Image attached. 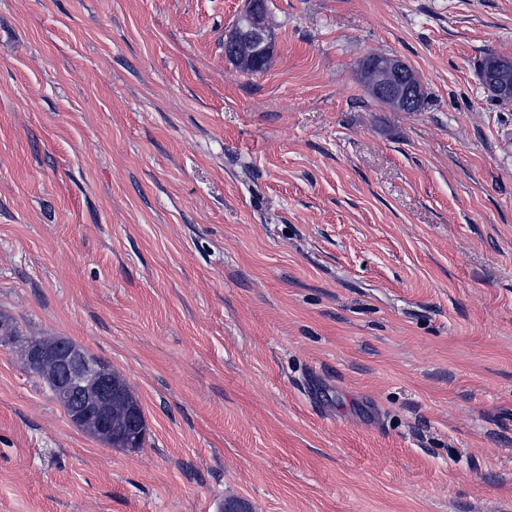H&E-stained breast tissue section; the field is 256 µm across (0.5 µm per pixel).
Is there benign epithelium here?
<instances>
[{
    "instance_id": "obj_1",
    "label": "benign epithelium",
    "mask_w": 512,
    "mask_h": 512,
    "mask_svg": "<svg viewBox=\"0 0 512 512\" xmlns=\"http://www.w3.org/2000/svg\"><path fill=\"white\" fill-rule=\"evenodd\" d=\"M243 44L253 51L265 50V34L261 25L255 23L247 30H232L224 37V49L234 55ZM385 72L384 84L374 88L378 94L388 96L403 95L412 99L416 87L406 77L404 64L398 59H389L380 64ZM51 358L57 366L52 380V388L57 401L67 407L70 421L76 425L94 417L98 422L97 439L107 446L123 442L129 446L146 433V419L140 403L129 406L127 427L117 433L112 432V403L126 400L121 384L112 381V376L103 371L106 362L87 355L68 339L58 340L54 352L48 354L36 347L30 349V361L34 367L46 358Z\"/></svg>"
}]
</instances>
